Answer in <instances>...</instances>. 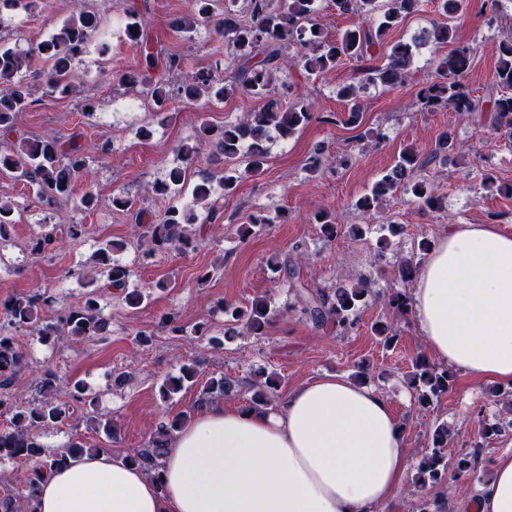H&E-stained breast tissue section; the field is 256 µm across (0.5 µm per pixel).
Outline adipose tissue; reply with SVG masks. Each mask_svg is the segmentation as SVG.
I'll return each mask as SVG.
<instances>
[{
    "label": "adipose tissue",
    "mask_w": 512,
    "mask_h": 512,
    "mask_svg": "<svg viewBox=\"0 0 512 512\" xmlns=\"http://www.w3.org/2000/svg\"><path fill=\"white\" fill-rule=\"evenodd\" d=\"M434 359L474 383L512 384V234L451 224L411 293ZM410 460L390 399L342 375L312 378L275 407L213 402L173 433L160 478L111 450L47 465L35 512H380ZM467 512H512V449Z\"/></svg>",
    "instance_id": "adipose-tissue-1"
}]
</instances>
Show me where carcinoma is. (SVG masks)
Segmentation results:
<instances>
[{
    "label": "carcinoma",
    "mask_w": 512,
    "mask_h": 512,
    "mask_svg": "<svg viewBox=\"0 0 512 512\" xmlns=\"http://www.w3.org/2000/svg\"><path fill=\"white\" fill-rule=\"evenodd\" d=\"M212 2L191 0L193 12L172 21L171 28L176 32H188L198 25L215 23L224 35L226 53L233 57L235 68L228 76L218 69L201 70L175 87L170 86L166 76L180 69V57L165 55L155 48L142 16L135 11L127 14L125 35L139 53L140 63L136 68L118 74V82L129 88L143 89L158 109H167V104L175 98L191 102L203 95L223 99L240 94L266 100L260 110L243 113L237 123L220 130L204 125L200 127L197 143L180 145L177 152L182 165L170 169L166 180L151 185V193L160 198L170 197L182 189L188 168L197 161L200 145L210 146L212 156H222L226 160L246 154L247 172L256 176L264 172L272 133L290 136L310 120L306 107L284 109L279 100L271 98L279 61L290 46L298 44L304 48L302 67L308 75L318 77L335 70L343 59L360 58L371 47L383 44L409 15L421 12L424 6V0H386L384 3L381 0H330L337 12L358 13L366 18V22L333 38L315 22V0H264L262 7L251 11L250 20L245 22L230 9L224 10V17H215ZM440 7L448 21L423 32L418 42L431 39L441 44L455 42L452 21L460 11L461 0H440ZM134 26L137 27L135 33L131 32ZM101 28L99 15L87 8L85 0H75L70 16L49 40L37 47V53L51 62L50 68L40 75L47 93L68 95L76 90L74 62L85 54L91 43L97 41ZM494 52L497 56L494 80L483 96L473 95L467 85L466 73L472 49L462 44L440 60L437 71L442 81L420 90L418 97L430 111L445 108L456 112H486L491 129L512 139V35L499 40L494 45ZM29 62L30 57L0 45V134L5 137L13 131L16 113L33 103L28 84L16 79L22 70L29 68ZM412 63V46L398 42L391 45L384 65L365 70L363 76H356L353 82L343 86L339 95L350 105L349 120L357 122L362 112L361 91L369 85L394 86L402 83ZM451 147V137L444 132L435 149L423 160L415 149L405 150L391 171L374 185L371 193L358 201V207L366 212L376 210L386 195L401 187L411 193L418 205L429 209L442 208L441 198L435 195L432 183L420 171ZM84 169V152L75 141L66 153L55 137L24 138L10 146L0 145V173L35 182L39 203L48 209L72 192L76 174ZM213 194L211 176L206 172L200 173L191 190L192 204L181 208L172 205L157 223L148 225L151 251L175 249L187 253L194 249L193 239L186 233L185 225L198 221L195 211L198 205L206 206L205 220L211 222L221 218L220 198L213 197ZM13 213L12 203L0 199V247L10 241ZM87 235L85 224H46L43 233L30 241V254L40 256L55 242L65 238L78 240ZM123 248L122 242L106 241L95 251L93 260L99 273L106 276L105 288L124 292L127 305L137 308L143 297L136 290L126 291L130 272L113 258V254ZM300 262L299 257H288L276 263L274 271L283 275L295 288L303 314L320 326L332 323L338 332L353 330L357 323L356 310L371 296L370 285L359 281L353 285L340 284L330 293L314 291L305 284ZM53 302V296L39 293L16 295L0 306V418L7 423L6 427H0V461L21 460L28 464L21 478L27 489V502L32 498L34 479L39 477L44 465L43 458L50 457L56 465L63 467L78 455L97 452V449L75 441L60 451L50 453L35 434L39 428L63 425L78 410L94 406L95 398L82 381L69 383V401L58 403L53 397L58 378L54 372L46 370L32 381L36 394L32 403L24 406L12 396L22 359L16 348L14 332L33 329L45 343L65 336L86 339L110 333L109 323L100 311L97 292H89L81 305L54 320L41 318L42 307ZM387 305L403 315L409 308V296L396 290L389 295ZM272 314L265 299H255L251 305L241 309L226 306L224 336L229 339L242 334L258 336ZM375 332L387 348L398 343L397 330L385 322L377 323ZM412 367L409 384L416 390L421 408H428L434 398L453 388L454 379L448 369L420 358L413 362ZM199 376L194 363L183 365L179 375L168 376L162 381L159 386L161 400H169L187 384L194 385ZM232 391V383L224 375L211 376L201 389L198 404L227 396ZM181 421L178 416L161 421L146 444L129 451L130 460L160 474L168 441ZM450 438L446 424L435 427L432 448L423 454L413 477L415 499L411 504L412 512H441L422 496V490L429 484L447 481L446 448Z\"/></svg>",
    "instance_id": "carcinoma-1"
}]
</instances>
